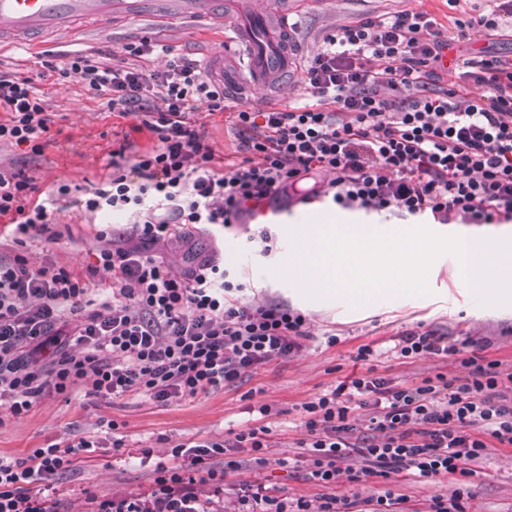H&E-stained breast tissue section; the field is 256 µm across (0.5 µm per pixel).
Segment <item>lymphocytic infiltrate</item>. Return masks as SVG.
Returning a JSON list of instances; mask_svg holds the SVG:
<instances>
[{"instance_id": "f902f5d3", "label": "lymphocytic infiltrate", "mask_w": 512, "mask_h": 512, "mask_svg": "<svg viewBox=\"0 0 512 512\" xmlns=\"http://www.w3.org/2000/svg\"><path fill=\"white\" fill-rule=\"evenodd\" d=\"M452 45L429 13L409 10L326 36L304 69L310 104L234 112L239 161L205 142L204 120L223 113L224 91L194 60L179 55L150 70L105 49L73 56L63 69L48 64L155 143L129 165L124 149L112 150L111 173L83 196L71 197L65 184L55 195L104 223L128 215L134 244L98 250L84 279L63 267L32 268L21 256L0 262V406L18 418L43 397L77 388L164 404L221 390L298 352L306 316L243 300L216 252L195 248L196 235L223 232L272 203L328 197L344 209L428 213L442 224L511 220L512 56L454 60L456 80L431 89V68ZM470 81L489 95L469 96ZM51 124L32 78L0 69V144L40 154ZM50 215L30 176L0 170V220L39 235ZM173 242L187 255L178 268L154 251ZM392 351L397 359L454 356L466 373L410 385L368 373L304 403L296 445L308 479L323 489L318 507L248 479L235 487L242 512H407L406 496L393 489L365 497L344 490L402 472L455 476L458 488L434 497L429 512H470L472 462L490 441L512 447V372L461 356L433 330L399 334ZM358 407L372 410L364 432L353 422ZM257 412L259 424L227 438L172 448L146 491L92 499L91 512H209L199 488L223 496L227 473L243 468L238 450L267 463L271 408ZM95 446L83 438L0 458V512H47L44 478L75 469Z\"/></svg>"}]
</instances>
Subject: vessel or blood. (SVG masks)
<instances>
[{
	"label": "vessel or blood",
	"instance_id": "vessel-or-blood-1",
	"mask_svg": "<svg viewBox=\"0 0 512 512\" xmlns=\"http://www.w3.org/2000/svg\"><path fill=\"white\" fill-rule=\"evenodd\" d=\"M223 0H0V43H33L77 22L92 19L108 24L124 16L162 13L174 22L183 17L224 18L234 33L233 44L207 61L206 75L213 82L235 88L247 82L252 92L263 91L273 78L298 73L303 49L288 34L287 10L277 15L248 12L238 0L234 15H224Z\"/></svg>",
	"mask_w": 512,
	"mask_h": 512
}]
</instances>
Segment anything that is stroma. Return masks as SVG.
I'll return each instance as SVG.
<instances>
[{"label": "stroma", "mask_w": 512, "mask_h": 512, "mask_svg": "<svg viewBox=\"0 0 512 512\" xmlns=\"http://www.w3.org/2000/svg\"><path fill=\"white\" fill-rule=\"evenodd\" d=\"M487 8L488 0H460L454 9L446 0H312L292 13L291 21L303 55L308 58L326 35L338 33L342 26L366 16L423 11L449 30L454 19L475 17ZM227 34L220 20L169 24L136 17L116 19L108 25L83 22L72 32L48 38L36 47L0 46V68L35 77L36 86L54 115L51 140L42 154L0 145V167L24 171L44 192L61 184L85 188L108 173L113 147L128 141L138 152L153 144L148 135L131 131L130 119L102 111L98 100L91 98L76 79L61 81L56 74L44 72L47 55H55L60 66L70 55L101 48L122 58L126 56L125 45L148 37L171 47L173 53L201 61L222 48ZM453 50L466 57L480 53L511 55L512 18H505L498 31L457 43ZM307 101L299 81L284 80L272 83L267 100L252 96L243 103L260 110L272 102L289 110ZM243 103L231 98L226 105L236 109ZM320 205L317 199L295 201L280 213L266 207L246 218L237 232L227 234L223 246H214L205 235L198 236L197 242L205 249L218 248L221 258L235 267L250 300L285 303L291 282L276 281L270 274L280 254L288 249L282 219L297 212L312 213ZM259 224L268 225L276 236L277 252L267 258H253L241 251L249 231ZM97 230L96 216L57 210L52 215L49 234L27 240L25 246L16 245L9 234L0 235V261H12L21 254L32 267L54 264L81 277L93 264L94 252L100 246ZM449 265L448 256L437 259L429 281L431 293L422 299H386L379 309L361 316L308 309L310 337L298 353L274 360L256 373L243 375L235 384L207 395L165 404L144 397L112 401L80 393L68 399L47 396L20 419L0 408V458L23 457L32 449L82 437L97 441L98 448L90 460L50 480L63 492L56 505L58 512H86L88 496L112 498L147 489L155 462L164 460L168 448L205 438L223 439L228 429L249 420V407L266 403L274 411L270 421L276 444L269 453L270 465L255 471V478L275 486L287 497L317 500L321 487L305 480L303 470L282 467L281 462L298 454L293 441L302 432V404L336 382L365 373V365L356 358L360 345L371 342L385 350L392 347L399 333L432 329L446 335L449 342H468L471 348L481 349L487 359L500 361L503 371H512V313L499 315L491 306L481 304L475 293L452 279ZM330 334L337 336L336 345H327ZM457 370V364L449 358L426 355L406 360L385 358L377 367L378 375L399 384ZM112 421L120 425L117 433L124 437L123 448L112 446L114 432L108 427ZM141 447L153 449L151 463L144 465L131 457V449ZM474 468L476 473L470 479L473 512H512V449L490 446ZM456 486L451 477L420 482L406 476L397 490L407 496L409 512H427L431 498L449 496Z\"/></svg>", "instance_id": "stroma-1"}]
</instances>
